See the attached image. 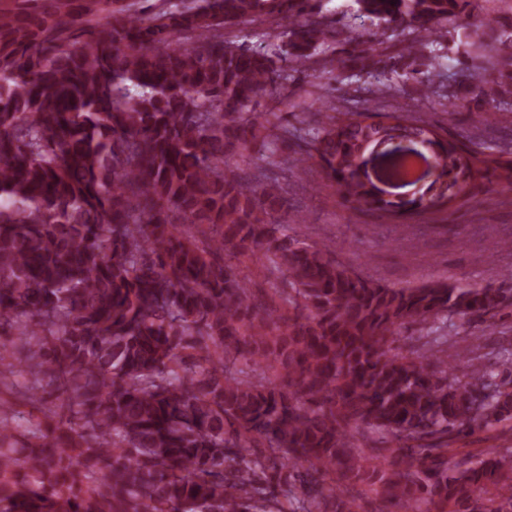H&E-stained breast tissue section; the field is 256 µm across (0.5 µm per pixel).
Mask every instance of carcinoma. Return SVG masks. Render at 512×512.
Wrapping results in <instances>:
<instances>
[{
    "label": "carcinoma",
    "mask_w": 512,
    "mask_h": 512,
    "mask_svg": "<svg viewBox=\"0 0 512 512\" xmlns=\"http://www.w3.org/2000/svg\"><path fill=\"white\" fill-rule=\"evenodd\" d=\"M359 18L421 36L384 60L358 33L329 60L385 89L424 87L457 0H354ZM273 48L224 40L258 16ZM336 30L321 0H0V512H512V450L475 464L456 445L512 416L503 369L434 324L496 314L493 288L366 279L328 242L280 231L279 179L231 158H279L284 117L246 111L305 67ZM512 47V25L479 42ZM448 112L512 98V59L465 76ZM321 115L299 150L347 203L402 216L394 184L363 170L379 140L436 144L441 191L412 209L462 205L512 165L403 112ZM246 258L279 279L278 314ZM418 323L420 346H396ZM467 371L459 378V364ZM50 389L58 410L36 393ZM376 434L369 456L355 435Z\"/></svg>",
    "instance_id": "carcinoma-1"
}]
</instances>
